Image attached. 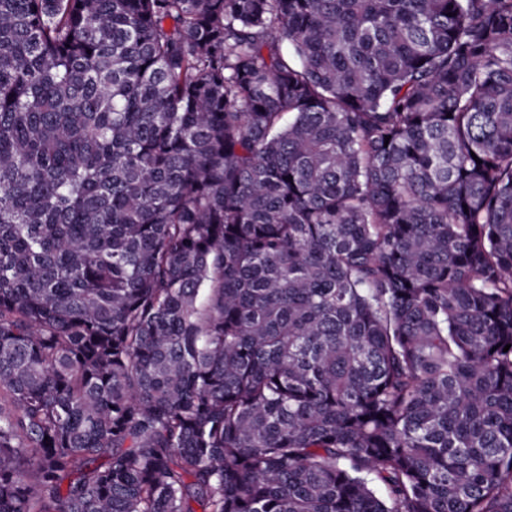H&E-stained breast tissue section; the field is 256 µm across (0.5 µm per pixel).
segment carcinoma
<instances>
[{
	"label": "carcinoma",
	"mask_w": 512,
	"mask_h": 512,
	"mask_svg": "<svg viewBox=\"0 0 512 512\" xmlns=\"http://www.w3.org/2000/svg\"><path fill=\"white\" fill-rule=\"evenodd\" d=\"M0 512H512V0H0Z\"/></svg>",
	"instance_id": "obj_1"
}]
</instances>
